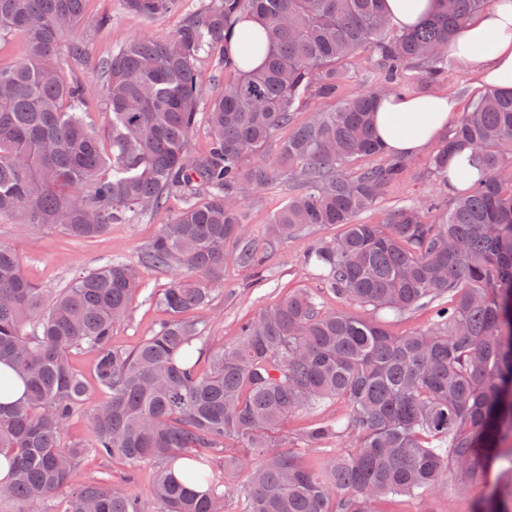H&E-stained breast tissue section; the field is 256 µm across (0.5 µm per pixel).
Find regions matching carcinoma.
<instances>
[{"instance_id":"cac0c4a2","label":"carcinoma","mask_w":512,"mask_h":512,"mask_svg":"<svg viewBox=\"0 0 512 512\" xmlns=\"http://www.w3.org/2000/svg\"><path fill=\"white\" fill-rule=\"evenodd\" d=\"M181 0H126L154 17ZM493 0H435L417 27L392 32L382 0H210L174 33L128 39L94 86L68 78L62 38L84 21L86 0H0V35L18 33L24 57L0 67V218L57 228L74 239L102 234L124 213L157 210L172 194L185 206L144 254L155 269H177L155 303L168 318L133 351L112 345V329L142 284L138 267L120 261L79 272L52 297L21 271L15 250L0 244V363L25 384L24 396L0 407V454L11 462L0 503L14 512H146L112 478L75 485L86 450L134 470L157 465L152 512H225V490L199 467L176 480L171 465L223 460L224 474L247 472L245 512H383L390 497H421L443 477L466 489L507 463L512 475V91L491 88L456 121L430 165L448 183V160L469 146L483 167L450 206L437 197L402 207L382 224H355L409 165L405 158L344 174L347 162L382 156L374 112L383 92L405 89L402 75L448 69L442 47ZM245 16L271 43L263 65L242 70L227 38ZM369 49L381 55L386 85L319 112L281 141L270 163L248 164L273 135L293 123L303 98H336V65ZM224 66V92L208 101L209 140L189 141L207 97L197 63ZM104 95L109 147L91 131L85 104ZM300 184L269 223L271 238L343 224L318 243L306 265L325 289L375 310L404 312L441 299L448 306L428 328L395 335L344 311H324L319 292L299 288L247 320L233 344L192 362L213 286L224 280V245L238 262L257 263L243 201L273 178ZM94 355L98 387L109 394L87 407L75 349ZM340 403L345 414L300 434L319 448L357 430L316 469L304 465L282 426L295 413ZM94 441L66 439L75 417ZM474 512H512L498 491Z\"/></svg>"}]
</instances>
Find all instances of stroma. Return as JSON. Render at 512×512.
I'll use <instances>...</instances> for the list:
<instances>
[{"label":"stroma","mask_w":512,"mask_h":512,"mask_svg":"<svg viewBox=\"0 0 512 512\" xmlns=\"http://www.w3.org/2000/svg\"><path fill=\"white\" fill-rule=\"evenodd\" d=\"M209 0H181L179 8L157 18H146L128 10L125 0H87L84 25L73 35L83 48L80 58L71 61L66 73L85 81H99L100 65L125 40L142 34L165 36L176 31L185 17L200 11ZM341 73L336 99L308 96L294 115L295 124L306 122L315 112L333 110L337 100L378 87L385 79V70L370 51L354 54L339 64ZM405 80L411 94L438 93L455 98L460 105L484 92L485 86L473 71L449 62L444 74L429 80L418 70L407 71ZM431 149H423L409 159L403 177L388 187L371 208L357 214L358 224H380L388 216L420 199L443 194L439 179L429 168ZM299 188L297 182L280 178L259 187L246 200L243 209L256 248L259 264L244 270L236 262L237 248H224V281L212 291L210 302L202 314V350L208 351L232 343L239 326L274 305L297 288H314L318 279L305 259L322 240H331L344 231L340 225L313 226L280 243L268 240L266 229L272 216ZM183 206L181 197L169 199L153 212L130 211L113 222L107 231L92 239H72L57 230L22 231L15 220H0V244L11 246L19 256L24 275L38 287L54 292L67 285L75 273L88 271L108 261L141 264L148 244ZM171 270L145 268L144 284L134 295L126 320L114 326V345L131 350L151 335L165 320V313L156 307L154 295L160 293L174 278ZM483 487L468 491L454 489L442 482L438 491L420 498L398 497L387 501L385 512H472L475 499Z\"/></svg>","instance_id":"1"}]
</instances>
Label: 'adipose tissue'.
<instances>
[{
    "mask_svg": "<svg viewBox=\"0 0 512 512\" xmlns=\"http://www.w3.org/2000/svg\"><path fill=\"white\" fill-rule=\"evenodd\" d=\"M228 44L233 59L247 58L252 68L262 65L269 48L259 23L251 17L240 20ZM448 53L485 84L512 90V0H494L475 15L449 39ZM456 109V102L437 93L391 94L379 102L375 133L389 152L410 156L439 138Z\"/></svg>",
    "mask_w": 512,
    "mask_h": 512,
    "instance_id": "adipose-tissue-1",
    "label": "adipose tissue"
}]
</instances>
